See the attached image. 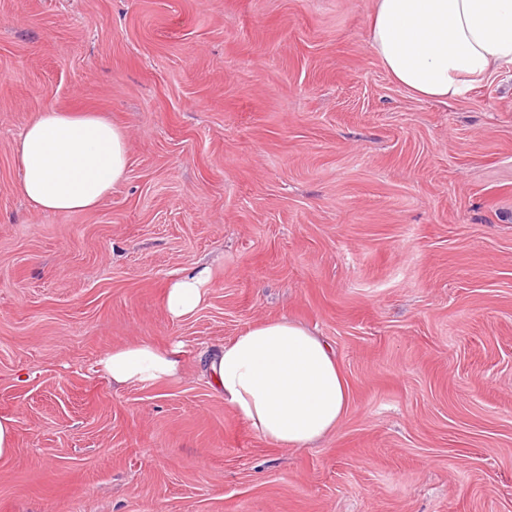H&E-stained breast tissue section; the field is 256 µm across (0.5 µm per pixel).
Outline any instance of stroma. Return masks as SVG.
Here are the masks:
<instances>
[{
  "label": "stroma",
  "instance_id": "35a3bbf8",
  "mask_svg": "<svg viewBox=\"0 0 512 512\" xmlns=\"http://www.w3.org/2000/svg\"><path fill=\"white\" fill-rule=\"evenodd\" d=\"M373 0H0V512H512V70L447 103L366 43ZM127 128L91 211L17 194L37 113ZM211 271L176 321L175 278ZM285 316L351 402L270 445L201 357ZM182 346L122 389L112 347Z\"/></svg>",
  "mask_w": 512,
  "mask_h": 512
}]
</instances>
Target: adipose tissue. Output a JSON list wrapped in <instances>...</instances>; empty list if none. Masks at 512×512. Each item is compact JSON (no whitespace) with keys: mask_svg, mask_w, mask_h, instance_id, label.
<instances>
[{"mask_svg":"<svg viewBox=\"0 0 512 512\" xmlns=\"http://www.w3.org/2000/svg\"><path fill=\"white\" fill-rule=\"evenodd\" d=\"M367 42L391 78L414 96L464 98L495 70L512 65V0H374ZM18 194L38 210L94 209L124 181L128 140L97 112L48 108L16 144ZM210 280L201 268L172 281L164 304L176 320L203 303ZM116 387L155 384L181 373L180 350L142 340L98 361ZM208 371L225 405L279 448H305L334 432L349 388L330 345L286 317L251 325L216 349Z\"/></svg>","mask_w":512,"mask_h":512,"instance_id":"ef3b65f1","label":"adipose tissue"}]
</instances>
